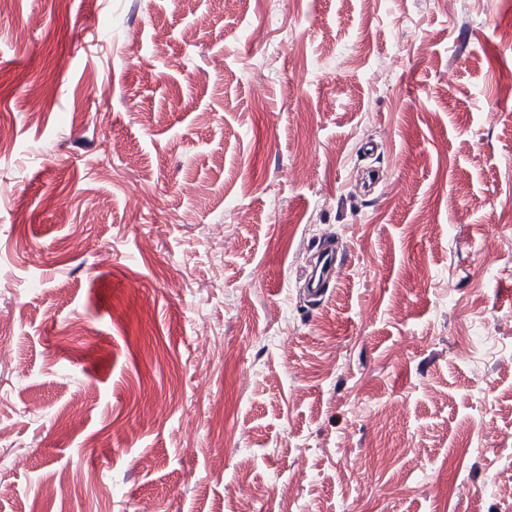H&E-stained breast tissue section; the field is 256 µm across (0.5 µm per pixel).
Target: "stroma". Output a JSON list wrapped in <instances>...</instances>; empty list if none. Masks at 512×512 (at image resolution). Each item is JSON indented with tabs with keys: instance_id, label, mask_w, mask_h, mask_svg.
I'll use <instances>...</instances> for the list:
<instances>
[{
	"instance_id": "35a3bbf8",
	"label": "stroma",
	"mask_w": 512,
	"mask_h": 512,
	"mask_svg": "<svg viewBox=\"0 0 512 512\" xmlns=\"http://www.w3.org/2000/svg\"><path fill=\"white\" fill-rule=\"evenodd\" d=\"M0 126V512H512V0H0ZM322 266L317 275L309 276L308 291L314 299L321 298L325 293L323 288L336 276V248L334 246L324 248L320 251Z\"/></svg>"
}]
</instances>
